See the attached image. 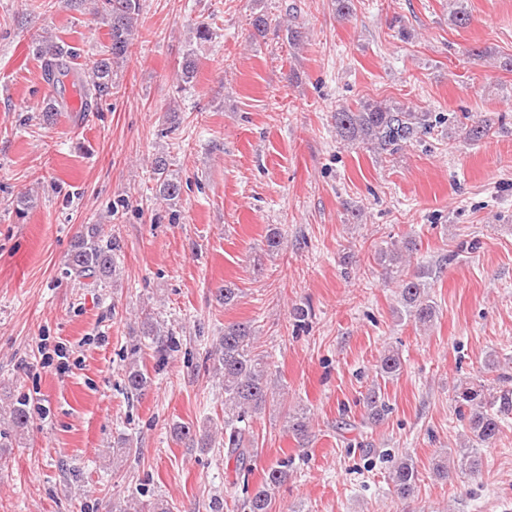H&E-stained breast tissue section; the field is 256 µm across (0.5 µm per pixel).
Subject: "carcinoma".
I'll return each instance as SVG.
<instances>
[{"label":"carcinoma","mask_w":512,"mask_h":512,"mask_svg":"<svg viewBox=\"0 0 512 512\" xmlns=\"http://www.w3.org/2000/svg\"><path fill=\"white\" fill-rule=\"evenodd\" d=\"M140 0H104L101 11L103 23L108 27L109 42L101 53L87 59L83 64L84 80L72 83V87L89 111L93 105L112 95V85L120 68L131 54L140 15ZM36 55L42 61L46 80L54 85H65L72 74L73 60L78 56L75 48L58 43L49 38L39 42ZM336 135L341 140L360 143L371 151L393 154L398 147L418 142L422 136L441 123L444 117L430 112H414L408 108L382 102L362 101L356 108L341 107L332 115ZM492 122L488 118H477L471 123L461 124L455 134L465 142H479L488 137ZM169 162L161 157L155 161L154 170L158 175L159 197L174 201L181 194V184L168 175ZM416 244L407 240L402 244L393 243L376 251L375 261L382 268V276L398 279L401 309L399 313L421 327L431 325L437 316V305L430 296L429 279L433 271L418 267L410 274H402L406 258L415 250ZM68 273L84 285H96L113 280L118 271V245L116 240L105 232L104 225L91 224L86 232L78 236L66 259ZM141 338L155 346L160 357L175 351L178 342L173 334L148 312L141 325ZM212 360L211 370L222 378L224 388V434L223 447L228 457L235 461L236 475H246L252 471L251 462L257 457V441L251 421L266 406L272 394L270 356L260 350L259 338L252 325L233 322L224 325V334L218 345L208 356ZM487 370L497 373L498 386L480 379L456 391L458 414L467 420L470 445L462 449L461 473L476 475L481 472L483 460L478 447L489 448L495 444L502 432L506 417L512 414V381L509 362L488 359ZM403 369L401 355L388 349L377 361L376 370L380 377L392 380ZM150 385V377L142 369L136 358H131L124 375V389L132 396H141ZM367 419L378 421L389 406L381 388L373 387L363 397ZM310 418L307 410L300 408L288 413V432L300 442L309 437ZM179 439L192 448H209L215 434L207 428L195 429L192 426L174 427ZM292 458L285 457L270 467L262 483L247 501L249 512H271L272 501L288 480ZM390 479L397 497L411 496L419 471L410 458L396 461L392 466Z\"/></svg>","instance_id":"carcinoma-1"}]
</instances>
